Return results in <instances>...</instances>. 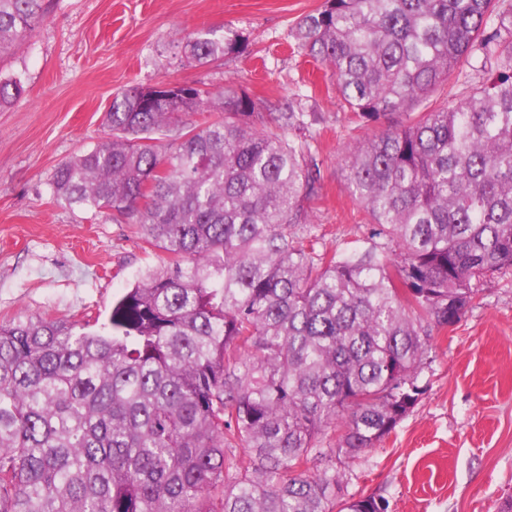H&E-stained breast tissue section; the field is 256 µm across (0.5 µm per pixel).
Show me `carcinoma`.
<instances>
[{
  "label": "carcinoma",
  "mask_w": 512,
  "mask_h": 512,
  "mask_svg": "<svg viewBox=\"0 0 512 512\" xmlns=\"http://www.w3.org/2000/svg\"><path fill=\"white\" fill-rule=\"evenodd\" d=\"M47 12L0 0V58ZM294 38L344 110L387 123L343 157L387 245L298 236L320 189L304 113H279L287 137L255 129L234 88L186 83L147 110L145 87L116 93L111 136L58 165L53 198L136 225L163 257L96 328L0 323V512H387L346 498L334 459L395 429L433 333L512 269V0H324ZM249 45L226 26L181 52ZM23 92L0 77V107Z\"/></svg>",
  "instance_id": "cac0c4a2"
}]
</instances>
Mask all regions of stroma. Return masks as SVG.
<instances>
[{
	"instance_id": "stroma-1",
	"label": "stroma",
	"mask_w": 512,
	"mask_h": 512,
	"mask_svg": "<svg viewBox=\"0 0 512 512\" xmlns=\"http://www.w3.org/2000/svg\"><path fill=\"white\" fill-rule=\"evenodd\" d=\"M324 0H53L44 20L0 63L25 92L0 110V322L19 315L79 322L106 317L112 299L156 264L134 225L51 201L57 166L108 136L102 117L133 84L231 85L259 104L251 119L295 105L307 114L321 173L309 202L324 248L365 244L370 226L345 189L352 115L327 64L299 54L291 30ZM231 26L250 52L197 65L189 32ZM420 402L375 448L343 467L349 495L388 512H504L512 502V271L478 285L461 320L434 333L419 374Z\"/></svg>"
}]
</instances>
